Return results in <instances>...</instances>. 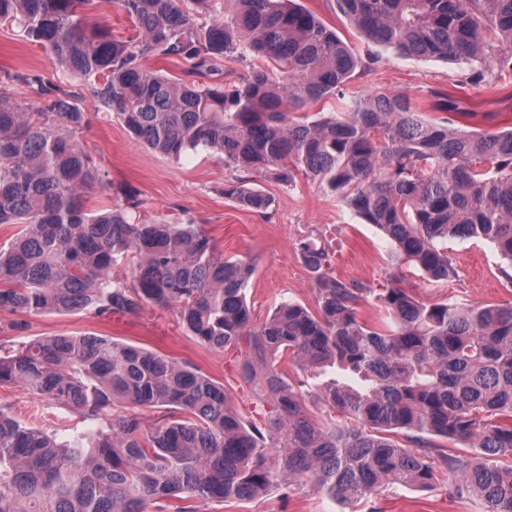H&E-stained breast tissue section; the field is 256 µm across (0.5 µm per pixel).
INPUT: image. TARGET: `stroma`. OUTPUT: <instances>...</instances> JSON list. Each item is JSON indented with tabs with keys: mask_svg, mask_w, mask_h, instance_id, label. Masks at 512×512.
I'll return each instance as SVG.
<instances>
[{
	"mask_svg": "<svg viewBox=\"0 0 512 512\" xmlns=\"http://www.w3.org/2000/svg\"><path fill=\"white\" fill-rule=\"evenodd\" d=\"M336 31L361 59L350 82L351 91L408 96L433 118L430 90L448 93L457 107L456 123L469 130L512 128V74L496 79H472L467 66L443 59L405 58L368 43L350 22L333 8L331 0H298ZM37 76L64 82L80 94L79 105L89 123L78 133L84 150L93 157L111 183L114 193L88 194L86 208L96 212L119 203L120 189L134 190L142 204L138 216L145 222L203 225L220 252L252 262L254 274L247 289L254 324H262L282 303L316 307V285L304 266L298 244L310 236L323 237L330 249V275L356 280L365 287H386L390 245L381 232L365 223L327 192L317 181L298 176L295 184L282 185L256 178L255 186L273 202L274 217L262 220L224 195V185L235 179L236 168L205 151L175 162L135 140L116 119L104 118L97 100L84 83L63 80L50 50L28 40L21 29L0 21V92L31 100L26 80ZM448 251L456 268L451 280L434 284L416 268L404 270L403 288L423 302L467 304L512 303V280L498 252L487 242L452 240ZM94 334L138 344L163 355L191 363L211 379L224 384L236 406L249 402L248 385L236 371L234 351L214 350L190 336L168 309L144 308L139 315L96 318L84 313L40 315L0 312V345L15 346L36 337ZM0 405L21 421L48 425L59 438L69 440L88 430L77 417L48 408L21 387L0 388ZM377 512H482L478 498L455 495L447 485L427 491L399 487L374 498ZM196 512H337L338 506L322 493L310 490L281 498L271 493L251 501L199 500Z\"/></svg>",
	"mask_w": 512,
	"mask_h": 512,
	"instance_id": "1",
	"label": "stroma"
}]
</instances>
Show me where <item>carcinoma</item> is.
Instances as JSON below:
<instances>
[{
	"label": "carcinoma",
	"instance_id": "obj_1",
	"mask_svg": "<svg viewBox=\"0 0 512 512\" xmlns=\"http://www.w3.org/2000/svg\"><path fill=\"white\" fill-rule=\"evenodd\" d=\"M92 0H0V21L49 48L133 136L173 160L199 149L253 174L318 183L391 243L389 324L358 320L372 293L328 274L329 251H299L314 274L317 313L285 302L253 325L252 265L223 258L202 225L144 223L141 200L96 213L109 185L76 138L78 96L40 78L36 101L0 93V312L136 315L173 310L199 343L238 352L250 416L224 385L186 362L105 336H52L0 346V385H15L95 426L76 440L27 425L0 406V512H166L180 500H250L312 487L343 508L387 488L438 483L512 512V303H425L400 287L412 265L431 282L456 273L448 241L493 245L512 266V130L469 131L427 120L398 94L349 93L361 61L295 0H118L133 35L88 18ZM365 39L403 57L512 73V0H332ZM200 14L209 15L202 21ZM150 53L181 61L199 82L150 70ZM266 58L231 87L221 62ZM337 99L339 112H299ZM224 195L262 218L271 200L251 179ZM132 280L112 278L119 261ZM287 362L306 379L293 384ZM330 417L305 406L309 389ZM160 409L150 429L117 411ZM404 436L405 442L392 439ZM477 448L463 461L439 441Z\"/></svg>",
	"mask_w": 512,
	"mask_h": 512
}]
</instances>
